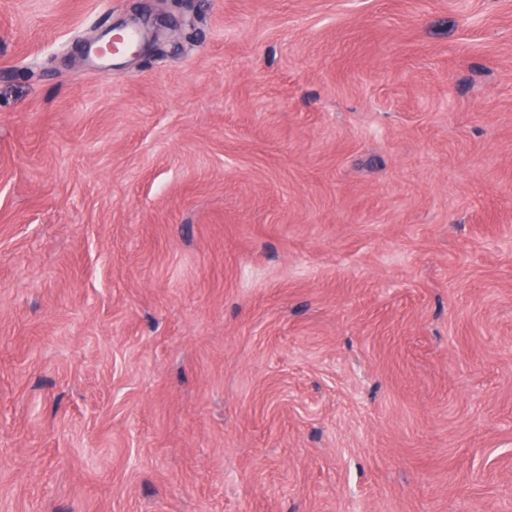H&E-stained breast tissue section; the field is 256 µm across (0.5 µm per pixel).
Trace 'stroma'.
Returning a JSON list of instances; mask_svg holds the SVG:
<instances>
[{
  "mask_svg": "<svg viewBox=\"0 0 512 512\" xmlns=\"http://www.w3.org/2000/svg\"><path fill=\"white\" fill-rule=\"evenodd\" d=\"M0 512H512V0H0Z\"/></svg>",
  "mask_w": 512,
  "mask_h": 512,
  "instance_id": "1",
  "label": "stroma"
}]
</instances>
